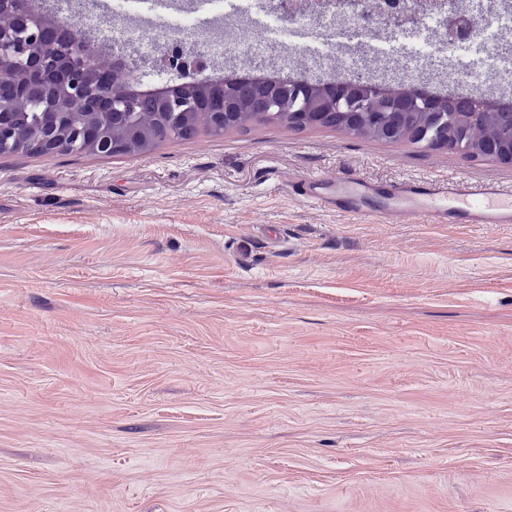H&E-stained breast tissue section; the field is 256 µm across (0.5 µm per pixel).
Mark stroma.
<instances>
[{"label":"stroma","mask_w":512,"mask_h":512,"mask_svg":"<svg viewBox=\"0 0 512 512\" xmlns=\"http://www.w3.org/2000/svg\"><path fill=\"white\" fill-rule=\"evenodd\" d=\"M138 53L139 88L177 83ZM345 171L370 209L407 179L512 184L322 126L0 155V512H512V224L293 186Z\"/></svg>","instance_id":"1"}]
</instances>
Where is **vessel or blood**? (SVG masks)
<instances>
[{
  "mask_svg": "<svg viewBox=\"0 0 512 512\" xmlns=\"http://www.w3.org/2000/svg\"><path fill=\"white\" fill-rule=\"evenodd\" d=\"M306 203L317 208L346 204L347 214L366 216L363 208L353 207V199L366 196L371 188L354 173L334 179L301 183ZM390 208L379 210L384 223L427 224H512V186L495 182H474L459 176L445 182L422 183L405 180L389 190Z\"/></svg>",
  "mask_w": 512,
  "mask_h": 512,
  "instance_id": "b4317fda",
  "label": "vessel or blood"
}]
</instances>
